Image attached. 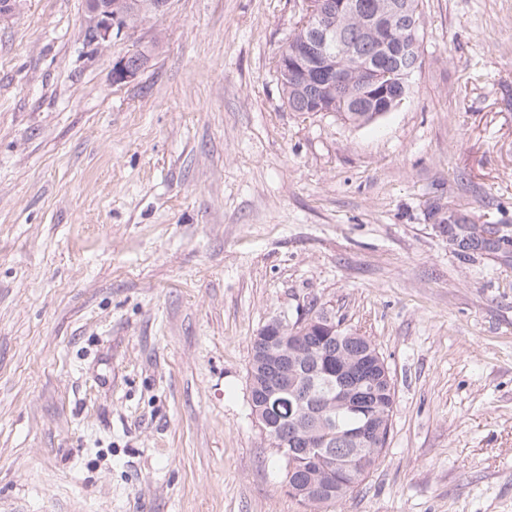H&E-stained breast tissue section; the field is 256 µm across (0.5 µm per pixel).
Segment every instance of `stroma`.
Returning a JSON list of instances; mask_svg holds the SVG:
<instances>
[{"instance_id":"stroma-1","label":"stroma","mask_w":512,"mask_h":512,"mask_svg":"<svg viewBox=\"0 0 512 512\" xmlns=\"http://www.w3.org/2000/svg\"><path fill=\"white\" fill-rule=\"evenodd\" d=\"M303 8L170 0L107 52L84 0L0 24V512H306L247 371L313 306L395 384L320 512H512V0H421L410 97L365 127L285 103ZM146 61L140 55V51L130 52L119 58L113 65L112 78L116 83H125L135 79Z\"/></svg>"}]
</instances>
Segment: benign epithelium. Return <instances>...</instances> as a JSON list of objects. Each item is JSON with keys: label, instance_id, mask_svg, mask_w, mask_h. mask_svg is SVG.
Returning <instances> with one entry per match:
<instances>
[{"label": "benign epithelium", "instance_id": "obj_1", "mask_svg": "<svg viewBox=\"0 0 512 512\" xmlns=\"http://www.w3.org/2000/svg\"><path fill=\"white\" fill-rule=\"evenodd\" d=\"M168 0H87L88 24L84 37L100 50L112 46V37L118 36L129 23L144 21L165 11ZM416 5L412 0H377L373 10L366 14L352 0H322L319 13L363 18L366 27L381 47L398 59L412 52L414 43L405 31L414 27ZM345 53L337 47L336 32L318 28L312 44L295 49L288 56V70L300 88L315 95L330 92L328 78L342 69ZM146 61L140 52H130L113 65L112 78L116 83L135 79ZM398 83L389 79L392 72L377 70L365 82L360 103L376 120L400 108L409 96L410 79L414 66L398 67ZM315 332L328 339L323 355L301 346V337ZM338 362V374H349L366 358H373L388 390H393L386 364L381 360L376 345L358 333H344L342 326L324 315L308 317L294 327L277 322L256 334L252 340L251 367L263 372L261 378L251 379L249 403L252 415L265 438L284 452L289 460V475L284 481L288 495L305 508L336 501V493L354 488L356 482L332 483L335 473L353 468L378 452L377 446L385 438L389 425L386 414L368 417L357 430H344L335 424L333 415L341 410L363 408V390L349 385L333 386L316 383L321 373L300 383L302 369L318 364L321 357ZM290 392L298 402L299 420L293 434H288L271 423L270 401L277 394ZM314 425L327 436L315 444L303 447L301 432Z\"/></svg>", "mask_w": 512, "mask_h": 512}]
</instances>
